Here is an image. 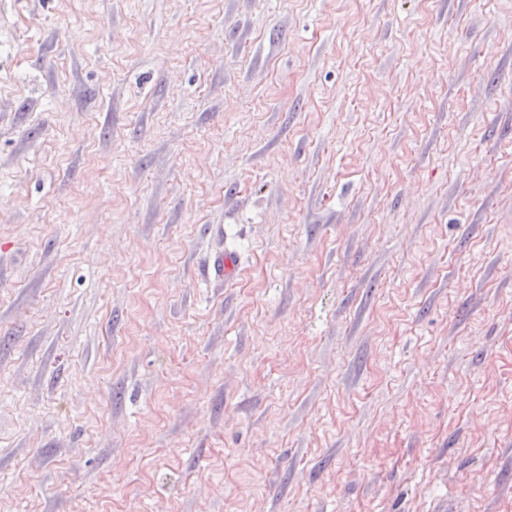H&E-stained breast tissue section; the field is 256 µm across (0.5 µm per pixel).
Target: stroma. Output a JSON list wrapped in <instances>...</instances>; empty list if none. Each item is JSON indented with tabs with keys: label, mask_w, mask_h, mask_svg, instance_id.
I'll use <instances>...</instances> for the list:
<instances>
[{
	"label": "stroma",
	"mask_w": 512,
	"mask_h": 512,
	"mask_svg": "<svg viewBox=\"0 0 512 512\" xmlns=\"http://www.w3.org/2000/svg\"><path fill=\"white\" fill-rule=\"evenodd\" d=\"M0 512H512V0H0Z\"/></svg>",
	"instance_id": "35a3bbf8"
}]
</instances>
